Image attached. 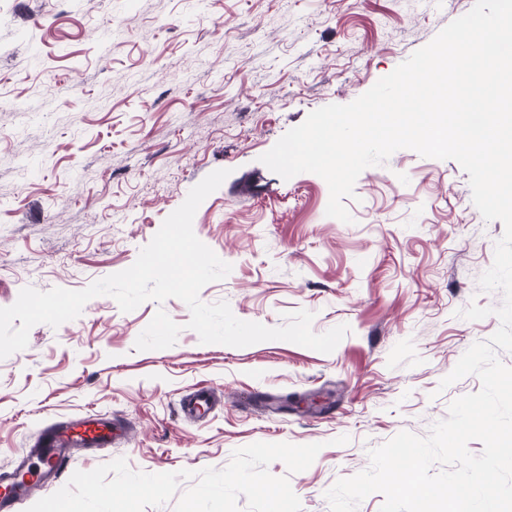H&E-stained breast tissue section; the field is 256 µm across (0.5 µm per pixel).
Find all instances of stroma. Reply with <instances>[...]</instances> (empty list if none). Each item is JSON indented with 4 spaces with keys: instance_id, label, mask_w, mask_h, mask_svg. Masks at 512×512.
<instances>
[{
    "instance_id": "1",
    "label": "stroma",
    "mask_w": 512,
    "mask_h": 512,
    "mask_svg": "<svg viewBox=\"0 0 512 512\" xmlns=\"http://www.w3.org/2000/svg\"><path fill=\"white\" fill-rule=\"evenodd\" d=\"M475 0H0V307L22 288L80 290L129 268L191 188L217 169L196 236L232 267L200 299L228 302L269 327L313 312L322 334L350 328L328 354L286 341L200 343L179 299L122 312L91 299L59 327L35 325L0 360V471L53 419L123 417L127 440L77 449L74 469L117 458L146 473L224 468L255 442L321 444L288 474L302 512L368 468L401 431L426 435L469 375L441 380L497 316L470 321L502 222L485 221L453 160L394 152L365 169L345 223L329 188L282 179L260 158L313 110L348 104L390 74ZM164 309L174 346L139 351ZM200 387L219 401L180 411ZM347 444H337L340 436Z\"/></svg>"
}]
</instances>
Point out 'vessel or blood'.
<instances>
[{
    "label": "vessel or blood",
    "mask_w": 512,
    "mask_h": 512,
    "mask_svg": "<svg viewBox=\"0 0 512 512\" xmlns=\"http://www.w3.org/2000/svg\"><path fill=\"white\" fill-rule=\"evenodd\" d=\"M124 426L95 417L56 420L47 424L33 452L21 455L14 472L0 477V512H19L21 504L61 477L75 448H100L125 436Z\"/></svg>",
    "instance_id": "1"
}]
</instances>
